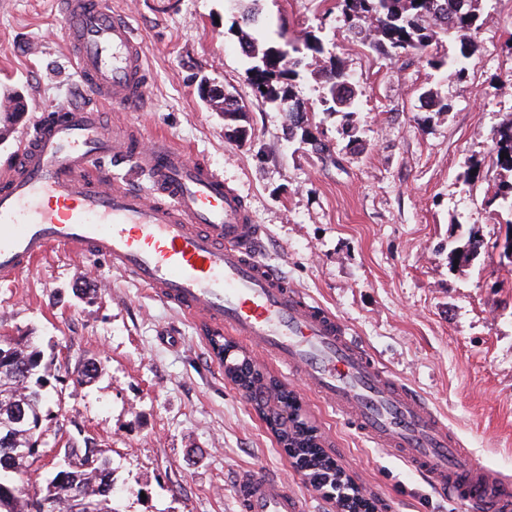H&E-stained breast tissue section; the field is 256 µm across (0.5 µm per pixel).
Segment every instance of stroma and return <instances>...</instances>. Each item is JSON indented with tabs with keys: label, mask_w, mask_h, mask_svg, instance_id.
<instances>
[{
	"label": "stroma",
	"mask_w": 512,
	"mask_h": 512,
	"mask_svg": "<svg viewBox=\"0 0 512 512\" xmlns=\"http://www.w3.org/2000/svg\"><path fill=\"white\" fill-rule=\"evenodd\" d=\"M105 2L136 29L150 79L146 108H107L108 121L166 136L223 173L267 231L263 261L336 314L479 462L512 479V262L501 249L512 216L488 205L501 181L491 133L512 120V0H495L472 33L479 49L460 79L423 57L371 49L369 31L343 26L321 0H262L256 38L322 31L326 56L360 90L353 143L323 112L314 73L294 82L323 154L288 140L287 114L255 98L229 0ZM64 27L57 0H0V91L18 90L40 117L83 101ZM202 75L245 102L246 139L228 138L223 115L202 102ZM427 89L448 112L425 105ZM473 232L480 255L450 269L449 250ZM28 331L51 362L36 486L88 437L111 462L118 512H238L233 476L252 465L288 479L308 512H336L225 381L198 321L108 259L54 246L27 275L0 283V336ZM89 361L98 377L73 383ZM301 401L337 464L383 512H464L331 409Z\"/></svg>",
	"instance_id": "1"
}]
</instances>
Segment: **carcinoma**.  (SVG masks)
I'll return each instance as SVG.
<instances>
[{
	"mask_svg": "<svg viewBox=\"0 0 512 512\" xmlns=\"http://www.w3.org/2000/svg\"><path fill=\"white\" fill-rule=\"evenodd\" d=\"M241 19L246 26L262 22L261 0H236ZM483 0H336L339 21L350 28L367 26L374 32L369 46L374 49L386 48L394 55H421L427 64L435 69L446 68L450 77H460L466 69L467 56L448 55L434 57L427 49L434 43L449 40L455 36L480 28L478 21L484 15L480 8ZM277 37L258 42L244 30L238 31L242 51L249 59L247 78L256 96L264 103L280 105L288 101V138L301 135V141L311 143L307 114L302 112L291 94L284 87L285 81L299 76L309 67L307 59L311 54L323 51V39L314 31H306L300 37L284 43ZM322 86L321 103L323 111L341 117L343 126H350V118L356 112L359 90L349 81L348 74L339 66H329L316 71ZM494 146V162L503 171V180L493 201L498 208L512 215V121L496 127L491 134ZM506 157H501V154ZM482 240L469 235L461 245L448 252V264L465 266L480 253ZM23 350L21 358L14 364L0 362V429H10L13 442L19 446L39 440L38 424L42 418L46 374L42 373L43 353L29 336L21 337ZM213 353L222 357L224 377L231 384L248 385L261 381L263 374L252 369L250 362L232 350L234 344L224 337L209 338ZM101 368L89 361L79 369L74 382L83 385L94 380ZM314 428L303 419H298L291 433L275 434L277 443L285 453L302 469L309 472L312 481L320 488H334L342 480L341 469L317 444L312 435ZM11 449L0 444V512H33L34 500L47 502L46 512H109L111 506L103 494L105 487L113 483L112 468L105 459H97L95 468L70 470L76 478L83 499H73L69 481L47 482L45 486L29 492L24 486L28 467L22 466L17 472L5 470Z\"/></svg>",
	"mask_w": 512,
	"mask_h": 512,
	"instance_id": "1",
	"label": "carcinoma"
}]
</instances>
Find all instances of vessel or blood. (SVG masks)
<instances>
[{
    "label": "vessel or blood",
    "mask_w": 512,
    "mask_h": 512,
    "mask_svg": "<svg viewBox=\"0 0 512 512\" xmlns=\"http://www.w3.org/2000/svg\"><path fill=\"white\" fill-rule=\"evenodd\" d=\"M65 35L87 98L37 120L0 166V281L29 272L49 247L108 258L208 330H226L298 375L326 406L378 447L395 449L432 488L483 512H512V483L476 461L406 384L379 367L331 311L259 259L262 225L209 165L164 137L110 126L106 104L148 102L145 51L103 0H61ZM147 173L151 191L111 180L101 159ZM240 512H302L287 481L237 473Z\"/></svg>",
    "instance_id": "vessel-or-blood-1"
}]
</instances>
